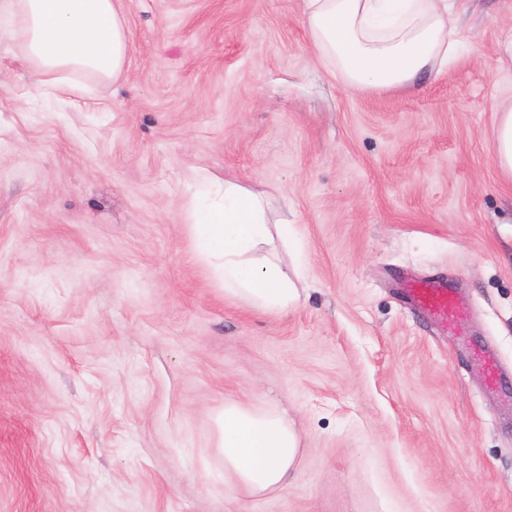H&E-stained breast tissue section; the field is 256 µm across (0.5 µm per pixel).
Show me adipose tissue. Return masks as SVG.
Returning a JSON list of instances; mask_svg holds the SVG:
<instances>
[{"label":"adipose tissue","instance_id":"ef3b65f1","mask_svg":"<svg viewBox=\"0 0 512 512\" xmlns=\"http://www.w3.org/2000/svg\"><path fill=\"white\" fill-rule=\"evenodd\" d=\"M302 17L319 56L349 90L388 91L413 85L442 68L458 50L457 0H301ZM20 32L39 77L35 93L80 91L83 72L116 80L127 64L129 31L121 0H0V31ZM492 146L500 174L512 181V103L492 102ZM266 199L232 180L202 181L186 220L201 257L226 294L278 313L298 298L273 250L293 230L267 220ZM224 470L245 489L264 493L287 484L298 440L279 416L235 405L217 417Z\"/></svg>","mask_w":512,"mask_h":512}]
</instances>
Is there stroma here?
I'll return each mask as SVG.
<instances>
[{"label":"stroma","mask_w":512,"mask_h":512,"mask_svg":"<svg viewBox=\"0 0 512 512\" xmlns=\"http://www.w3.org/2000/svg\"><path fill=\"white\" fill-rule=\"evenodd\" d=\"M463 52L349 92L301 0H122L129 63L37 98L0 35V512H512V0H459ZM265 196L299 298L224 294L185 206ZM467 306L441 335L401 290ZM495 351L488 387L474 362ZM286 420L294 478L224 477L215 418ZM495 112V124L492 146L495 152L500 174L504 180L512 181V103L492 102Z\"/></svg>","instance_id":"1"}]
</instances>
